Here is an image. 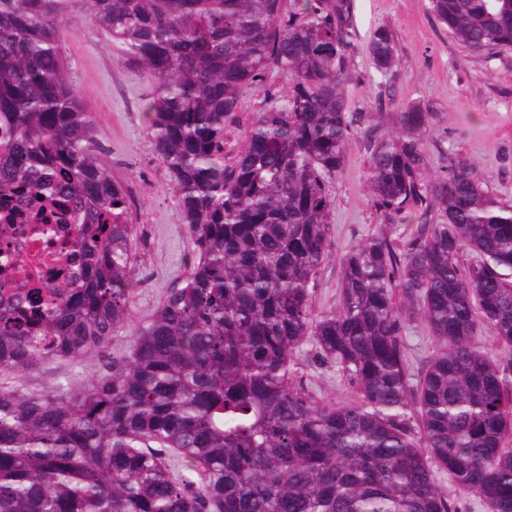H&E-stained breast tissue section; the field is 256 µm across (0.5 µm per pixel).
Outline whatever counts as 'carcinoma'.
<instances>
[{"mask_svg":"<svg viewBox=\"0 0 512 512\" xmlns=\"http://www.w3.org/2000/svg\"><path fill=\"white\" fill-rule=\"evenodd\" d=\"M66 2L0 0V209L65 224L76 203L82 219L60 249L61 288L0 292V374L101 352L129 316L131 198L64 68L67 38L105 33L151 78L145 132L197 259L97 383L0 391V512H460L443 473L487 512H512V357L475 343L486 328L512 348V204L452 155L425 175L419 102L368 135L376 210L416 216L418 234L351 246L338 308L312 307L331 184L362 124L343 95L351 0H89L80 30ZM429 10L473 53L512 49V0ZM370 54L391 68L389 29ZM271 69L287 85L242 120L240 92ZM418 317L440 348L416 379L405 329ZM305 343L353 403L292 381Z\"/></svg>","mask_w":512,"mask_h":512,"instance_id":"carcinoma-1","label":"carcinoma"}]
</instances>
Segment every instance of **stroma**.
<instances>
[{"label": "stroma", "mask_w": 512, "mask_h": 512, "mask_svg": "<svg viewBox=\"0 0 512 512\" xmlns=\"http://www.w3.org/2000/svg\"><path fill=\"white\" fill-rule=\"evenodd\" d=\"M359 33L349 56L356 76L345 91L348 111L369 113L370 124L388 132L397 108L421 102L433 114L428 138L431 171L454 153L472 163L484 185L512 203V50L477 55L448 35L428 10V0H353ZM389 28L396 40L393 67L376 73L369 54L373 30ZM64 63L97 124L99 148L113 175L134 190L136 224L135 289L129 321L118 328L107 350L59 360L33 370L0 375V389L20 394H66L109 374L128 354L132 333L145 325L169 288L187 273L193 245L181 222L170 178L144 131V105L154 86L137 67L116 62L107 35H77L63 46ZM369 153L363 136L348 145L345 164L332 186L336 204L329 217L331 242L313 296L316 314L339 304L341 259L361 238L382 226L368 195ZM410 371L420 374L438 350L423 320L405 331ZM311 345L296 353V375L315 399L341 405L353 394L335 370L314 362Z\"/></svg>", "instance_id": "1"}]
</instances>
